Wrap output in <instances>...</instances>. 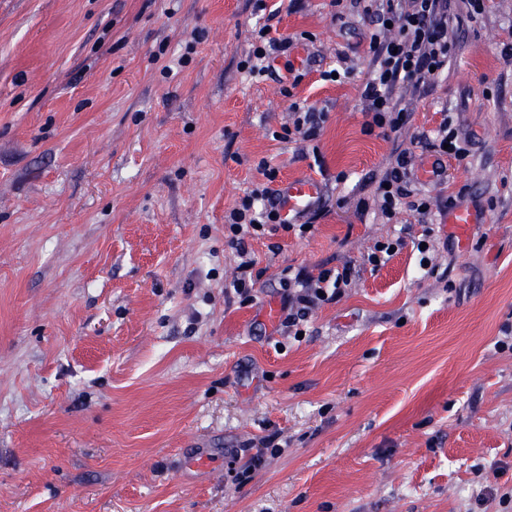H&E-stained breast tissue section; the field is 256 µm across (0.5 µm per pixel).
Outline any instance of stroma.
Wrapping results in <instances>:
<instances>
[{"instance_id":"stroma-1","label":"stroma","mask_w":512,"mask_h":512,"mask_svg":"<svg viewBox=\"0 0 512 512\" xmlns=\"http://www.w3.org/2000/svg\"><path fill=\"white\" fill-rule=\"evenodd\" d=\"M454 2L456 53L393 133L363 128L362 0H0V512H512V0ZM268 22L292 44L252 78ZM294 103L324 113L315 142L273 139ZM448 115L465 160L416 141ZM404 150L416 189L473 212L467 240L440 206H371ZM263 159L325 203L251 241L243 304L224 216ZM346 265L303 337L263 318L284 268ZM254 265L255 261L253 259L242 260L236 268V275L233 276L229 283H224V294L234 293L240 299V303L243 304L251 302L254 297L252 292L264 274V271L261 269L253 275Z\"/></svg>"}]
</instances>
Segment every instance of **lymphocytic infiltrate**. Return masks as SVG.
<instances>
[{
	"instance_id": "obj_1",
	"label": "lymphocytic infiltrate",
	"mask_w": 512,
	"mask_h": 512,
	"mask_svg": "<svg viewBox=\"0 0 512 512\" xmlns=\"http://www.w3.org/2000/svg\"><path fill=\"white\" fill-rule=\"evenodd\" d=\"M450 6L451 0H379L376 6H365L364 14L374 27L370 37L372 69L361 95L365 130L378 127L395 132L403 128L409 113L396 100V88L421 90L447 68L456 48L448 34ZM257 35L239 67L249 75L263 76L271 60L287 50L289 41L272 36L267 25L260 27ZM409 165V157L399 155L376 188L378 211L385 222H392L405 207L423 218L430 213L429 200L414 195ZM256 169L261 181L254 183L224 217V241L240 258L237 273L224 291L244 303L252 301L259 281L253 272L255 262L247 257L249 238L285 226L270 188L278 176L277 168L263 159ZM350 278L347 266L339 271L322 267L315 273L301 269L285 278L283 327L299 326L313 309L335 301Z\"/></svg>"
}]
</instances>
